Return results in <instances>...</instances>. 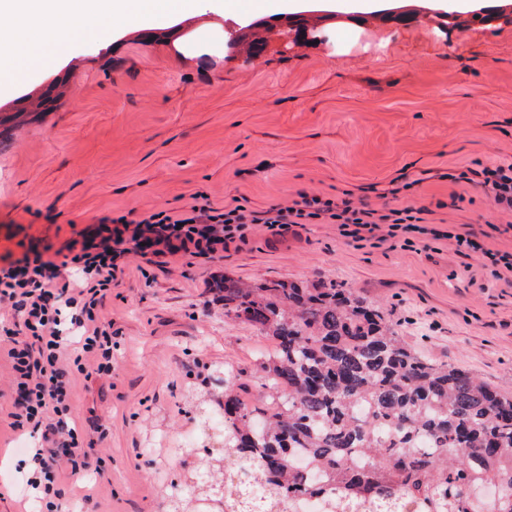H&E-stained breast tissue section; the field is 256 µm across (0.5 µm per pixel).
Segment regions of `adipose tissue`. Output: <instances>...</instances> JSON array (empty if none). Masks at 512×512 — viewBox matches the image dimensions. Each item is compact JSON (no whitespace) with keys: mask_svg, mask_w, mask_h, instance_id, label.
Segmentation results:
<instances>
[{"mask_svg":"<svg viewBox=\"0 0 512 512\" xmlns=\"http://www.w3.org/2000/svg\"><path fill=\"white\" fill-rule=\"evenodd\" d=\"M201 0H0L12 26L0 30V74L16 76L78 43L101 42L113 25L138 32L147 19L201 13Z\"/></svg>","mask_w":512,"mask_h":512,"instance_id":"ef3b65f1","label":"adipose tissue"}]
</instances>
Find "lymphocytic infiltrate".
<instances>
[{
    "instance_id": "obj_1",
    "label": "lymphocytic infiltrate",
    "mask_w": 512,
    "mask_h": 512,
    "mask_svg": "<svg viewBox=\"0 0 512 512\" xmlns=\"http://www.w3.org/2000/svg\"><path fill=\"white\" fill-rule=\"evenodd\" d=\"M447 177L479 185L496 207L512 212L511 161L455 169ZM431 214L424 206L373 208L355 201L348 191L339 195L300 191L264 210L232 204L218 208L204 201L179 212H154L137 221L123 215L103 218L69 245L66 274L56 261L40 256L0 266V301L10 302L25 328L20 340L0 322L17 393L13 416L16 425L30 424L44 442L33 455L39 473L27 480V487L47 493L60 481L63 470L75 475L100 467L95 441L84 440L71 424L70 380L91 368L99 374L112 370V337L96 306L122 272L129 253L160 257L191 251L210 257L223 251L227 240L244 235L251 224L264 225L275 235L291 224H334L343 237L354 240L373 238L385 224L421 234Z\"/></svg>"
}]
</instances>
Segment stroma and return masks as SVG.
<instances>
[{
	"label": "stroma",
	"instance_id": "obj_1",
	"mask_svg": "<svg viewBox=\"0 0 512 512\" xmlns=\"http://www.w3.org/2000/svg\"><path fill=\"white\" fill-rule=\"evenodd\" d=\"M253 16L205 11L167 21L173 40L113 30L115 52L75 46L0 85V264L66 255L105 216L178 210L207 196L261 210L300 190H376L414 183L405 204L432 210L443 238L356 241L333 224L271 235L253 226L215 258L132 255L97 309L112 332V372L76 376L72 417L102 429L101 474L63 479L56 512H169L171 484L201 464L184 446L220 447L223 370L244 371L264 396L270 337L225 317L214 291L228 277L336 282L382 310L402 341L512 394V276H493L448 233L512 252V228L479 189L421 180L426 169L512 157V19L442 32L426 22L332 30L297 43L276 37L253 60L230 33ZM60 84L46 112L28 106ZM10 360L0 349V512H42L23 499L27 434L12 426Z\"/></svg>",
	"mask_w": 512,
	"mask_h": 512
}]
</instances>
